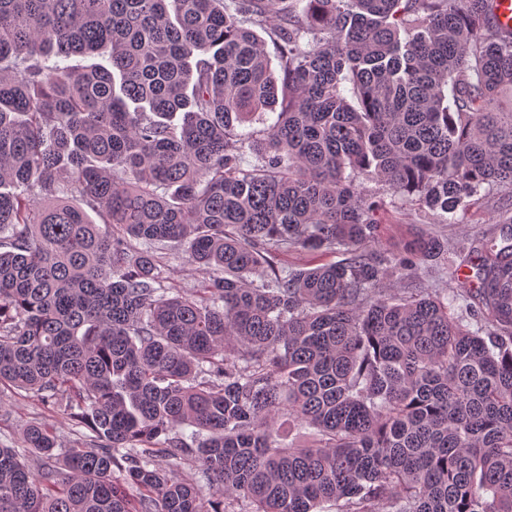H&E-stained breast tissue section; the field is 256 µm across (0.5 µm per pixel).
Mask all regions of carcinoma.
<instances>
[{
  "label": "carcinoma",
  "instance_id": "obj_1",
  "mask_svg": "<svg viewBox=\"0 0 512 512\" xmlns=\"http://www.w3.org/2000/svg\"><path fill=\"white\" fill-rule=\"evenodd\" d=\"M362 175L448 222L512 198L492 0H0V386L82 429L0 446V512H512V233L441 296L448 241L374 248ZM159 256L162 257L158 268L161 272L160 282L163 288H176L183 292L198 288L205 274L199 268L189 264L182 248L162 250ZM342 258L343 256L339 253H312L302 249L284 250L279 252L278 256L281 264L289 268L306 267L311 264L333 263Z\"/></svg>",
  "mask_w": 512,
  "mask_h": 512
}]
</instances>
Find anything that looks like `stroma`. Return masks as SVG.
Returning <instances> with one entry per match:
<instances>
[{
    "instance_id": "35a3bbf8",
    "label": "stroma",
    "mask_w": 512,
    "mask_h": 512,
    "mask_svg": "<svg viewBox=\"0 0 512 512\" xmlns=\"http://www.w3.org/2000/svg\"><path fill=\"white\" fill-rule=\"evenodd\" d=\"M360 183L366 193L379 195L385 201L378 214L380 249L400 251L405 243L425 232L447 239V258L429 262L419 273L422 285L433 289L451 287L457 276L467 270L465 257L470 247L484 239L501 237L512 229L504 223L512 211L505 207L497 191L469 199L457 212L455 223L441 224L428 208L388 190L377 180L364 176ZM159 269L162 287L183 292L197 288L204 277L203 271L190 265L183 249L178 247L163 250ZM31 421L54 425L63 443L76 438L74 426L59 405L42 402L22 390H0V446L19 447L21 431Z\"/></svg>"
}]
</instances>
